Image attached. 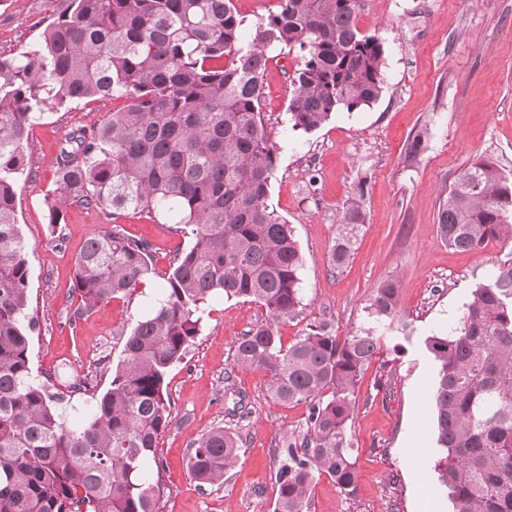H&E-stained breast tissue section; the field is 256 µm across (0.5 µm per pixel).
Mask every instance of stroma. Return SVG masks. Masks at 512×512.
<instances>
[{"mask_svg": "<svg viewBox=\"0 0 512 512\" xmlns=\"http://www.w3.org/2000/svg\"><path fill=\"white\" fill-rule=\"evenodd\" d=\"M51 0H0V54L35 39ZM358 27L384 45V89L364 108L339 111L318 130L288 123L291 80L305 54L272 50L263 75L262 116L278 149L269 202L294 228L303 256L301 314L282 323L283 345L308 325L330 323L336 334L363 325L373 288L391 273L402 279L399 304L387 319L378 353L364 371L348 425L358 478L353 491L328 476L316 480L309 512H452L437 480L435 368L426 340L447 333L512 247L489 240L476 251L446 247L437 235L441 201L477 158L512 174V0H359ZM122 100L46 108L25 146L16 210L29 261L28 313L34 376L52 390L87 383L71 408L105 392L122 360L127 333L165 283L191 231L150 214L113 216L105 208L70 206L50 228L56 158L74 130L104 124ZM427 132L425 148L407 144ZM365 190L367 221L348 262L330 264L347 200ZM119 228L152 246L154 274L132 298L84 309L73 290L75 260L86 239ZM265 308L215 296L192 345L167 377L171 422L158 439L154 472L163 512H272L279 456L307 431V404L275 403L260 370L234 367V342L262 323ZM244 400L250 415L233 413ZM239 434V461L222 486L199 487L188 471L197 439L214 428Z\"/></svg>", "mask_w": 512, "mask_h": 512, "instance_id": "stroma-1", "label": "stroma"}]
</instances>
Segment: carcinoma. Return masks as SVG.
Returning a JSON list of instances; mask_svg holds the SVG:
<instances>
[{
    "mask_svg": "<svg viewBox=\"0 0 512 512\" xmlns=\"http://www.w3.org/2000/svg\"><path fill=\"white\" fill-rule=\"evenodd\" d=\"M39 36L0 56V512H161L151 478L170 423L169 369L198 335L217 294L266 309L235 344L234 363L268 376L280 404H308L301 441L281 451L273 512H309L316 479L354 489L348 422L377 330L399 303L392 274L373 289L366 325L340 337L311 324L285 347L279 325L302 311L304 262L293 227L269 203L277 148L262 116V76L276 46L305 52L292 78V130L377 101L384 47L357 26L358 0H279L244 38L232 0H53ZM123 99L103 125L76 130L56 159V228L72 204L148 211L191 228L162 298L132 327L110 388L71 420L65 396L33 376L28 259L16 220L28 129L49 105ZM367 221L364 189L348 201L330 264L351 256ZM437 234L450 249L512 243V177L479 158L442 200ZM154 273L151 246L117 228L87 239L75 287L87 309L132 297ZM436 365L438 480L453 512H512V258L479 283L457 325L430 336ZM240 436L203 435L189 456L201 485H222Z\"/></svg>",
    "mask_w": 512,
    "mask_h": 512,
    "instance_id": "1",
    "label": "carcinoma"
}]
</instances>
